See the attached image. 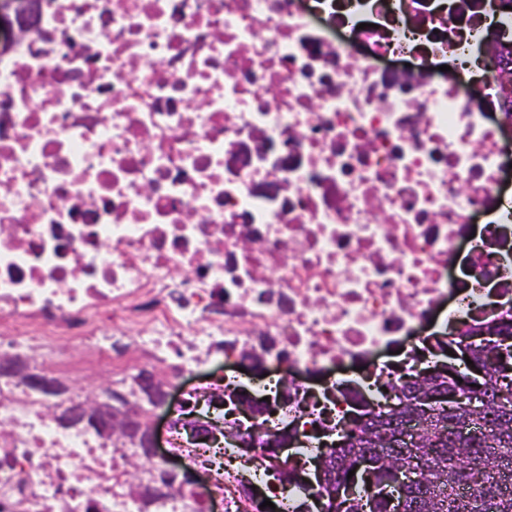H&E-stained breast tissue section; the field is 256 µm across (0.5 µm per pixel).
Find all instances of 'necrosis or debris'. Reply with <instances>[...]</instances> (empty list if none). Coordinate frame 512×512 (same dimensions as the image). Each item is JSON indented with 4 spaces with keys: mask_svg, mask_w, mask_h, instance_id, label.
Here are the masks:
<instances>
[{
    "mask_svg": "<svg viewBox=\"0 0 512 512\" xmlns=\"http://www.w3.org/2000/svg\"><path fill=\"white\" fill-rule=\"evenodd\" d=\"M0 33V512H263L271 472L385 409L384 384L512 315V14L496 0H38ZM283 366L184 390L249 444L141 458L60 425L136 411L143 367ZM126 362L123 397L88 368ZM58 387L44 391L30 376ZM267 400L253 418L224 390ZM289 432L279 454L265 443Z\"/></svg>",
    "mask_w": 512,
    "mask_h": 512,
    "instance_id": "1",
    "label": "necrosis or debris"
}]
</instances>
